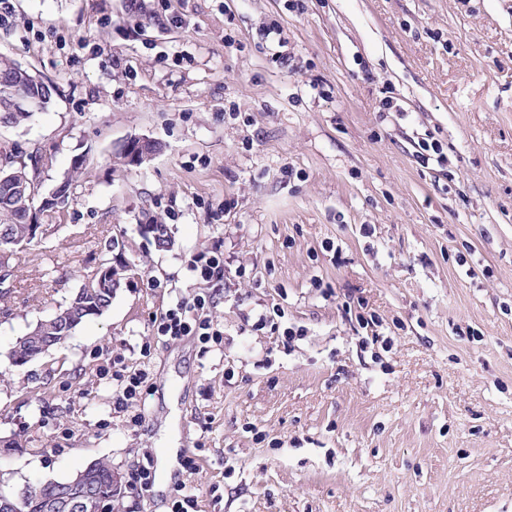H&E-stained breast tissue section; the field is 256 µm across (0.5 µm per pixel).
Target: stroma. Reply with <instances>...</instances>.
I'll return each mask as SVG.
<instances>
[{"label": "stroma", "mask_w": 512, "mask_h": 512, "mask_svg": "<svg viewBox=\"0 0 512 512\" xmlns=\"http://www.w3.org/2000/svg\"><path fill=\"white\" fill-rule=\"evenodd\" d=\"M7 4L0 52L55 92L0 124V154L32 157L47 190L86 161L36 214L55 232L11 260L0 353L110 241L137 273L0 385V489L107 459L123 512H170L175 488L140 474L172 453L197 466L200 512H512V0ZM131 136L162 149L127 166ZM156 223L168 248L140 232ZM213 246L224 276L204 285L187 261ZM203 290L221 348L154 336ZM359 299L392 339L381 359L345 312ZM286 327L305 334L284 346ZM116 357L150 373L142 427L113 403Z\"/></svg>", "instance_id": "stroma-1"}]
</instances>
